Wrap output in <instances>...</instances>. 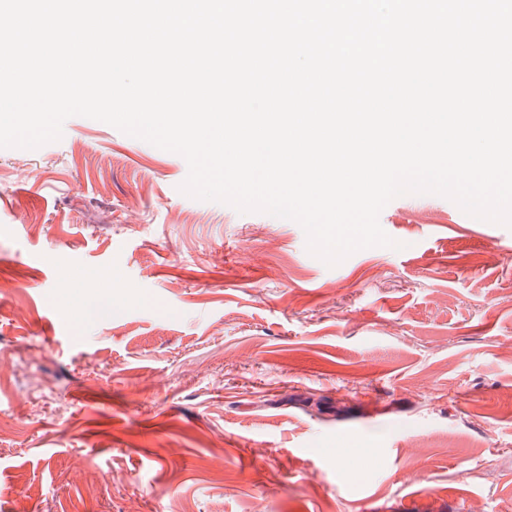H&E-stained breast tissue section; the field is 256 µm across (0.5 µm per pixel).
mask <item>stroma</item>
<instances>
[{
  "label": "stroma",
  "instance_id": "1",
  "mask_svg": "<svg viewBox=\"0 0 512 512\" xmlns=\"http://www.w3.org/2000/svg\"><path fill=\"white\" fill-rule=\"evenodd\" d=\"M187 174L81 116L0 148V512H502L512 229L401 196L330 268Z\"/></svg>",
  "mask_w": 512,
  "mask_h": 512
}]
</instances>
